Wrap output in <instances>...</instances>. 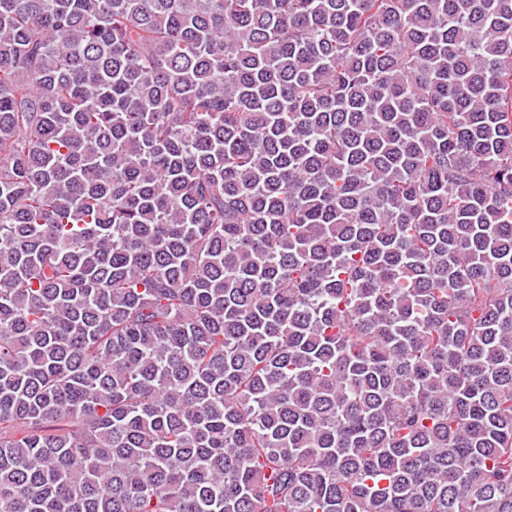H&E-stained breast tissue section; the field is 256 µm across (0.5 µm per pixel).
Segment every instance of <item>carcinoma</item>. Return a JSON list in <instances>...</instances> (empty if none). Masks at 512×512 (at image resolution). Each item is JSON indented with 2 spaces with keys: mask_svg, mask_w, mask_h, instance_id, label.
I'll return each mask as SVG.
<instances>
[{
  "mask_svg": "<svg viewBox=\"0 0 512 512\" xmlns=\"http://www.w3.org/2000/svg\"><path fill=\"white\" fill-rule=\"evenodd\" d=\"M0 512H512V0H0Z\"/></svg>",
  "mask_w": 512,
  "mask_h": 512,
  "instance_id": "obj_1",
  "label": "carcinoma"
}]
</instances>
